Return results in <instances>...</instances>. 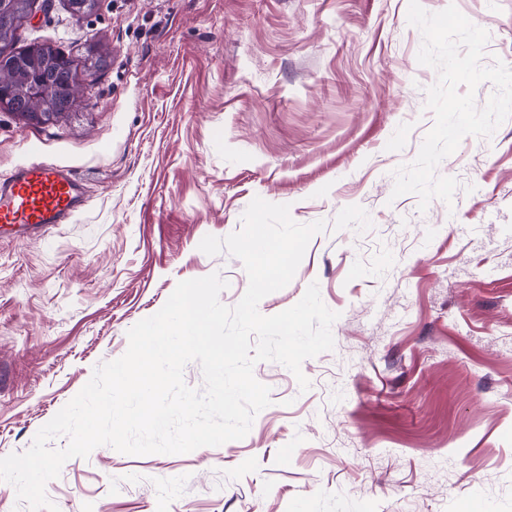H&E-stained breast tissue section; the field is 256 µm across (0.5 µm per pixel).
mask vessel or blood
<instances>
[{"label": "vessel or blood", "mask_w": 512, "mask_h": 512, "mask_svg": "<svg viewBox=\"0 0 512 512\" xmlns=\"http://www.w3.org/2000/svg\"><path fill=\"white\" fill-rule=\"evenodd\" d=\"M83 202L81 179L68 169L30 161L0 178V228L37 232L68 222Z\"/></svg>", "instance_id": "1"}]
</instances>
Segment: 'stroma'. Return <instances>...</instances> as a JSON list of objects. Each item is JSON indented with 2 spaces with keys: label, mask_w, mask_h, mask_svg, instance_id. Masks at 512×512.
Listing matches in <instances>:
<instances>
[{
  "label": "stroma",
  "mask_w": 512,
  "mask_h": 512,
  "mask_svg": "<svg viewBox=\"0 0 512 512\" xmlns=\"http://www.w3.org/2000/svg\"><path fill=\"white\" fill-rule=\"evenodd\" d=\"M409 0H100L87 18L36 0L25 39L112 65L84 108L36 127L0 112V177L47 161L81 177L82 209L0 234V457L122 356L128 330L178 282L242 262L199 244L242 228L254 198L321 220L277 314L318 283L339 317L310 382L260 362L270 406L248 435L186 454L103 445L46 493L59 512H512V118L464 137L436 173L452 203L393 196L433 125ZM448 5L488 31L483 65L512 67V0Z\"/></svg>",
  "instance_id": "1"
}]
</instances>
